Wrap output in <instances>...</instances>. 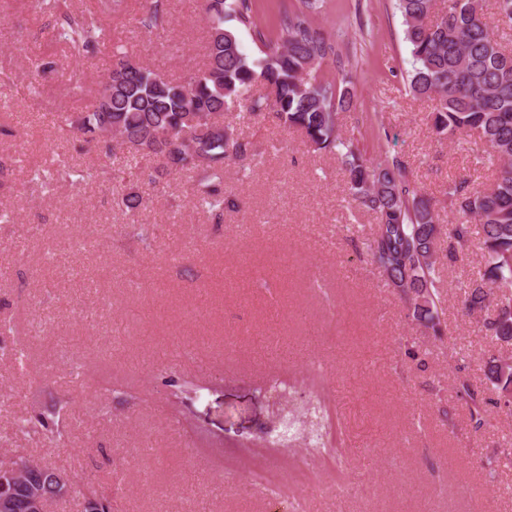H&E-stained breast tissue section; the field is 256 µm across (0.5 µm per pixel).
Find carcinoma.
Masks as SVG:
<instances>
[{"label":"carcinoma","mask_w":512,"mask_h":512,"mask_svg":"<svg viewBox=\"0 0 512 512\" xmlns=\"http://www.w3.org/2000/svg\"><path fill=\"white\" fill-rule=\"evenodd\" d=\"M435 0H397L410 46V92L437 101L433 126L450 136L478 135L489 148L488 160L501 164L494 185L476 190L470 181L448 184V211L457 214L448 228V264L467 259L478 249L484 260L480 280L460 285L468 312L489 308L492 286L512 285V56L494 38L478 0H450L448 11L429 20ZM321 0H297L281 15L273 39L257 29L253 0H203L206 65L180 81L164 79L152 66L112 51L120 67L109 95L97 93L91 109L65 119V126L85 138H102L110 151H122L130 171L155 160L166 171L193 174L196 205L212 220H223L230 201L224 197V164H244L256 156L255 142L224 124V113L243 106L248 116H267L286 129L302 132L315 151L336 153L348 176L352 201L375 215L377 227L367 243L371 262L386 285L410 303L413 318L436 336L443 335L444 299L439 291L438 243L442 234L435 208L418 188L414 175L397 155L382 162L366 157L356 139L339 132V112L353 105L352 70L341 63L336 44L311 20ZM34 8L53 18L56 38L72 57L92 58L105 41L101 19L76 10L71 0H35ZM163 0L144 6L138 24L147 31L166 25ZM256 30L257 54L243 49L239 30ZM338 64L339 74L325 66ZM57 66L42 59L30 72V90ZM97 174L64 162L55 172L36 169L32 180L49 188L60 180L93 179ZM481 237H474L470 220ZM491 342L512 341V298L496 304L485 323ZM492 390L512 388V368L503 373L496 359L485 365ZM475 428L484 424L494 400L480 393L466 376L455 379ZM68 402L59 399L49 414L17 423L20 434L63 435Z\"/></svg>","instance_id":"carcinoma-1"}]
</instances>
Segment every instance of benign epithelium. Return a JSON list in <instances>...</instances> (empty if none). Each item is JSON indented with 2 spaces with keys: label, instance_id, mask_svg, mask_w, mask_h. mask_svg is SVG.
<instances>
[{
  "label": "benign epithelium",
  "instance_id": "1",
  "mask_svg": "<svg viewBox=\"0 0 512 512\" xmlns=\"http://www.w3.org/2000/svg\"><path fill=\"white\" fill-rule=\"evenodd\" d=\"M40 465L28 458L13 456L5 461L0 458V512H18L22 507L25 512H50L47 502H58L69 496L72 483L70 477L61 471L54 472L52 499H46L42 489L33 481L35 472ZM17 485L28 487V495L23 504H18L14 498V488Z\"/></svg>",
  "mask_w": 512,
  "mask_h": 512
}]
</instances>
